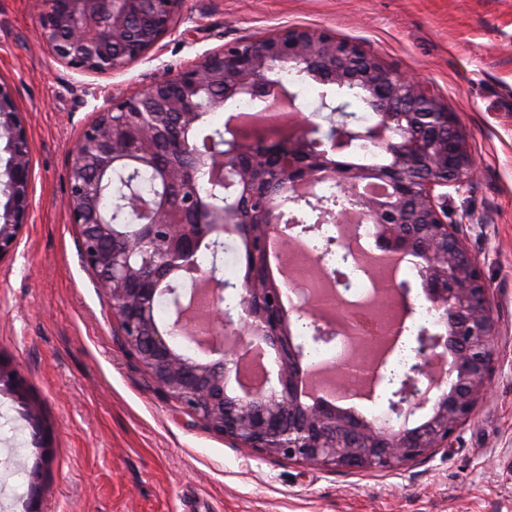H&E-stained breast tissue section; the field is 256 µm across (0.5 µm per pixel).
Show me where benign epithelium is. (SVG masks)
Instances as JSON below:
<instances>
[{"instance_id": "benign-epithelium-1", "label": "benign epithelium", "mask_w": 512, "mask_h": 512, "mask_svg": "<svg viewBox=\"0 0 512 512\" xmlns=\"http://www.w3.org/2000/svg\"><path fill=\"white\" fill-rule=\"evenodd\" d=\"M181 0H41V38L54 59L79 72L112 75L145 57L172 33ZM288 62L336 93L359 89L382 125L351 130L353 117L339 112L336 138L327 152L309 154L308 139L319 126L308 119L286 132L265 126L236 131L230 152L198 153L185 159L184 143L203 117L198 95L210 93L207 111L224 109V99L243 93L264 101L278 83L277 69ZM166 134L177 157L157 174L165 185L188 187L201 168L219 169L229 192L225 205L206 207L189 195L176 203L158 194L140 201L135 179L140 166L154 164L156 141ZM370 142L387 155V163L366 167L336 160L345 137ZM9 154L4 176L6 202L0 212V256L15 249L27 223L31 197L29 137L18 116L10 88L0 83V138ZM261 147L280 160V177L288 190L269 196L260 175V159L243 150ZM135 167L122 176L124 192L113 216L96 205L109 188L91 180L112 173L116 163ZM474 166L466 136L454 113L417 77L386 66L358 43L303 27H289L257 39L225 45L190 65L166 71L147 88L112 101L88 125L68 169L66 206L75 228L112 234V217L131 214L137 230L121 244L100 251L95 240L80 236L81 261L93 275L108 270L100 283L122 345L150 374L157 389L201 420L211 431L240 447L331 470L394 471L448 447L459 424L489 390L494 336L490 289L480 264L465 245L448 201L460 193ZM333 179L368 222L376 226L380 247L391 254L413 253L421 288L439 315L441 333L418 331L410 347L413 363L400 387L392 391L382 418L363 420L334 407L311 406L298 393L299 361L304 347L294 342L281 317V287H260L255 266L240 293L237 315L222 308L224 289L216 294L211 329L223 337L216 359L199 360L177 352L169 333L154 324L150 302L157 285L171 271L192 266L203 239L219 246L224 225L237 222L241 202L254 210L246 259L265 253L268 238L281 231L273 213L298 203L301 187ZM376 181L390 185L388 198L355 195ZM173 330L193 332L194 307L185 291L169 288ZM263 342L279 354L274 385L252 395L228 393L230 374L241 378L242 350ZM390 351L375 363L357 361L350 371L367 383H381ZM0 384L22 397L23 379L1 372ZM432 406L421 424L408 426L417 411Z\"/></svg>"}]
</instances>
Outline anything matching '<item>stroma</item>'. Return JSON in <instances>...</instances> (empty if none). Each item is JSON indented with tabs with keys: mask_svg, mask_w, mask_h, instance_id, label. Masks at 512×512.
Returning a JSON list of instances; mask_svg holds the SVG:
<instances>
[{
	"mask_svg": "<svg viewBox=\"0 0 512 512\" xmlns=\"http://www.w3.org/2000/svg\"><path fill=\"white\" fill-rule=\"evenodd\" d=\"M286 27L329 31L422 79L458 115L476 164L452 212L490 288L488 393L448 447L399 470L334 471L263 457L162 395L122 345L65 207L83 129L203 53ZM0 82L28 130L32 208L0 259V512H512V0H181L176 31L113 76L57 62L37 0H0Z\"/></svg>",
	"mask_w": 512,
	"mask_h": 512,
	"instance_id": "1",
	"label": "stroma"
}]
</instances>
